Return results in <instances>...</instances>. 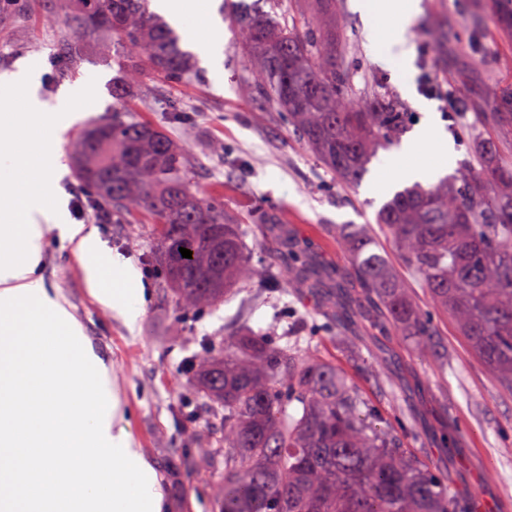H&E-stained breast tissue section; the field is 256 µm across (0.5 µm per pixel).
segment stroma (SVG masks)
<instances>
[{
  "label": "stroma",
  "mask_w": 512,
  "mask_h": 512,
  "mask_svg": "<svg viewBox=\"0 0 512 512\" xmlns=\"http://www.w3.org/2000/svg\"><path fill=\"white\" fill-rule=\"evenodd\" d=\"M467 0H421L417 19L428 35L448 27L450 37L441 58L429 55L425 42L407 39L408 71H396L374 56L371 42L349 0H339L341 35L347 58L353 59L354 90L388 91L398 95L414 122L424 114L417 102L428 99L443 130L459 153V163H475V134L494 137L504 157L512 158V129L498 127L484 100L488 85H512V39L505 36L489 12L485 0L477 10L482 20L473 23ZM47 0H17L0 12V76L16 71L20 60L42 63L39 94L54 102L60 87L93 84L95 100L60 136L56 147L62 164H70L72 145L92 120L106 119L116 105L112 83L122 65L112 48L96 46L94 34L82 37V55L69 70L59 69L53 49L54 32L43 25ZM222 75L202 69L189 85L163 87L146 74L124 103L134 118L164 127L186 152L197 188L218 195L227 211L246 215L259 209L288 225L298 240L311 243L314 259L326 268L348 269L349 256L336 243L340 224L364 225L386 249L391 263L409 294L422 307L430 303L420 279L406 269L390 240L375 222L379 208L391 191L367 196L369 183L387 172V151H380L369 166L363 183L350 187L320 166L307 147L288 131L285 120L273 110L256 108L245 94L248 67L235 49L232 30L224 32ZM466 92V111L455 119L444 111L449 88ZM176 102L194 117L184 126L165 112ZM104 224L88 208L83 224L96 228L113 254L129 261L142 274L144 312L135 325H127L112 309L101 305L83 278V258L73 245L62 241L55 229H47L43 241L40 274L84 327L95 352L110 366L112 385L123 401L127 429L134 447L157 471L186 438L171 412L178 398L189 393L183 373L187 360L204 338L219 339L239 323L253 330L285 331L293 319L313 314V302L290 284V272H282L275 293L257 287L228 298L199 318L178 322L159 281L148 272L152 239L138 226ZM288 302L292 318L274 322L276 301ZM444 337L447 369L431 356L414 353L404 337L390 334L372 338L370 329L336 342H324L322 352L336 360L348 378L362 386L372 406L384 415L396 408V390H403L406 404L419 416L407 438L436 470L447 475L457 497L469 503L483 501L491 512H512V393L498 386L460 336L454 319L434 311Z\"/></svg>",
  "instance_id": "35a3bbf8"
}]
</instances>
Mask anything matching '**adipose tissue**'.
I'll use <instances>...</instances> for the list:
<instances>
[{"label": "adipose tissue", "instance_id": "adipose-tissue-1", "mask_svg": "<svg viewBox=\"0 0 512 512\" xmlns=\"http://www.w3.org/2000/svg\"><path fill=\"white\" fill-rule=\"evenodd\" d=\"M217 0H151L213 70L224 58ZM373 43L402 44L419 0H350ZM208 38H200L199 28ZM39 64L21 61L0 83V512H161L156 470L134 448L110 368L82 324L47 288L39 270L45 224L84 258L85 282L101 304L134 324L144 306L140 272L111 255L96 229L69 221L55 143L94 96L90 85L61 88L55 103L38 93ZM427 142L434 163H410ZM457 153L432 121L395 151V179L430 182ZM69 470H60V462Z\"/></svg>", "mask_w": 512, "mask_h": 512}]
</instances>
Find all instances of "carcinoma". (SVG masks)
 <instances>
[{"label":"carcinoma","instance_id":"carcinoma-1","mask_svg":"<svg viewBox=\"0 0 512 512\" xmlns=\"http://www.w3.org/2000/svg\"><path fill=\"white\" fill-rule=\"evenodd\" d=\"M270 10L228 0L236 48L252 80L257 107L282 114L318 162L344 185L362 181L378 151L398 141L408 113L392 96L351 87L336 28V0H293L309 6L302 27ZM499 25L512 33V0H492ZM44 24L57 29V51L78 52L72 37L96 28L122 54L125 75L112 85L122 98L142 79V66L180 83L196 73L194 56L148 0H50ZM493 116L512 128V89L486 91ZM479 165L424 187L413 183L379 209L376 224L423 282L433 305L451 315L472 352L498 384L512 391V161L475 134ZM75 176L102 215L121 223L139 212L151 224L155 259L174 310L185 316L216 307L242 288L277 279L280 267L253 260L241 218L196 189L182 149L148 121L121 113L95 121L73 153ZM351 272L326 271L303 247L284 245L288 270L316 302L307 335L281 337L240 326L205 340L186 364L194 399L219 428H206L167 462L176 495L206 468L211 512H462L448 485L407 447L401 418L370 406L314 342L344 335L356 313L372 329L409 337L415 351L442 345L433 319L410 298L390 262L365 231L336 229ZM192 251L182 257L179 248ZM182 423H197L181 398Z\"/></svg>","mask_w":512,"mask_h":512}]
</instances>
